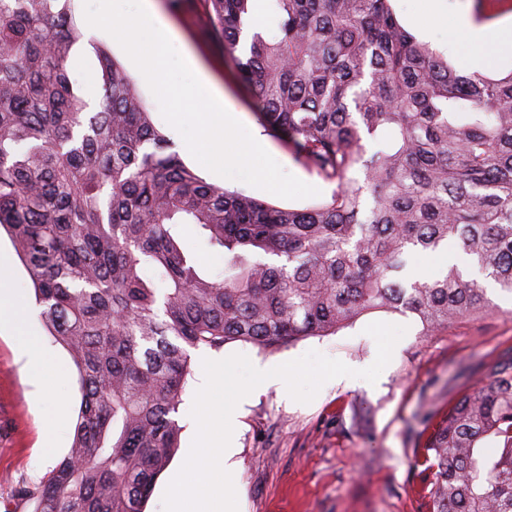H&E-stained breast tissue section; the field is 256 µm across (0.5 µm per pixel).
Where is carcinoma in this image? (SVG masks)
Returning <instances> with one entry per match:
<instances>
[{
	"mask_svg": "<svg viewBox=\"0 0 512 512\" xmlns=\"http://www.w3.org/2000/svg\"><path fill=\"white\" fill-rule=\"evenodd\" d=\"M394 2L204 0L257 121L335 185L283 209L168 151L102 48L90 105L69 77L73 0H0V228L82 392L69 452L21 491L33 512H142L180 446L193 350H276L376 312L411 313L428 336L491 310L456 264L405 273L450 246L512 294V72L460 73ZM186 227L224 273L202 272ZM481 375L414 450L429 512H512V353Z\"/></svg>",
	"mask_w": 512,
	"mask_h": 512,
	"instance_id": "obj_1",
	"label": "carcinoma"
}]
</instances>
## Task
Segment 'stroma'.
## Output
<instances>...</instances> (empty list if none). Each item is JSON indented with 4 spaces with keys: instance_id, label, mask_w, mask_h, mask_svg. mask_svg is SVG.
<instances>
[{
    "instance_id": "stroma-1",
    "label": "stroma",
    "mask_w": 512,
    "mask_h": 512,
    "mask_svg": "<svg viewBox=\"0 0 512 512\" xmlns=\"http://www.w3.org/2000/svg\"><path fill=\"white\" fill-rule=\"evenodd\" d=\"M151 6L153 15L170 26L210 80L221 104L235 113L286 172L318 187L319 196L329 195L331 185L297 165L256 120L248 90L210 35L203 0H151ZM74 7L84 41L72 61V79L84 84L89 98H96L95 50L106 48L133 83L154 126L168 133L169 125L142 73L111 35L87 26L84 0H75ZM395 8L403 26L450 63L470 51L468 42L452 48L448 41L461 13L475 11V0H397ZM435 11L441 13V22L422 27L421 19ZM183 161L209 184L281 208L303 209L318 202L319 196L284 199L221 177L189 155ZM0 255L9 257L11 286L27 304L26 328L67 366L61 384L49 392L39 389L27 376L12 327L0 319V512H32V502L18 496L17 490L37 489L54 467V460L38 451L43 428L58 401L78 414L81 391L68 352L37 317L29 276L5 234L0 235ZM488 297L494 310L459 319L429 336L414 315L381 312L334 335L309 337L275 352L238 342L226 344L221 356L240 353L251 362L274 367L315 350L363 369L376 357V343L365 334L366 326L385 322L407 329L376 383L340 377L325 383L306 404L289 399L274 386L247 396L236 430L238 512H427L421 490L431 475L412 465V451L426 437L424 413L441 414L449 399L462 393V377L477 375L483 363L512 349V294L494 290Z\"/></svg>"
}]
</instances>
